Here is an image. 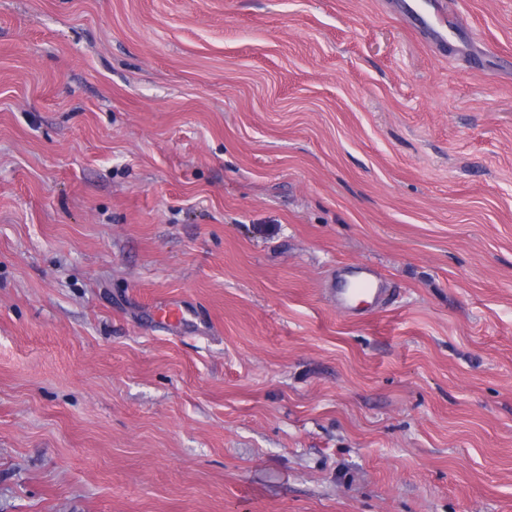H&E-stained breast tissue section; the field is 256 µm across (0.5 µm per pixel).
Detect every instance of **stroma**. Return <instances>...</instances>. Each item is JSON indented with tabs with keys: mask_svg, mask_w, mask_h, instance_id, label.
Returning a JSON list of instances; mask_svg holds the SVG:
<instances>
[{
	"mask_svg": "<svg viewBox=\"0 0 512 512\" xmlns=\"http://www.w3.org/2000/svg\"><path fill=\"white\" fill-rule=\"evenodd\" d=\"M435 2L0 0V512H512V0Z\"/></svg>",
	"mask_w": 512,
	"mask_h": 512,
	"instance_id": "1",
	"label": "stroma"
}]
</instances>
